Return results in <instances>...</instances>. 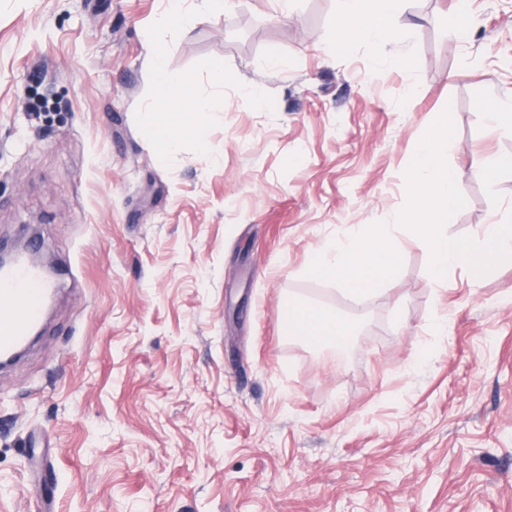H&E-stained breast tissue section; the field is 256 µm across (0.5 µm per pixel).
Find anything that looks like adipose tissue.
Wrapping results in <instances>:
<instances>
[{
  "label": "adipose tissue",
  "instance_id": "obj_1",
  "mask_svg": "<svg viewBox=\"0 0 512 512\" xmlns=\"http://www.w3.org/2000/svg\"><path fill=\"white\" fill-rule=\"evenodd\" d=\"M410 2L341 0L344 39L367 44L394 39L393 20ZM150 60L157 107L148 113L144 132L164 157L177 148L185 119L202 120L208 106L205 101L175 94L161 53H152ZM451 123L449 113H438L416 145L408 169L411 206L404 215L405 228L411 238L426 247L433 283L446 282L449 270L460 269L477 286L494 268L512 262V217L483 225L473 241L449 236L447 226L463 204L458 190L461 173L448 164ZM398 261L399 246L387 226L362 224L316 250L307 272L315 279L335 283L340 291L355 298L379 293ZM286 308L289 337L309 348L340 349L354 334L351 323L326 308L293 301L287 302Z\"/></svg>",
  "mask_w": 512,
  "mask_h": 512
}]
</instances>
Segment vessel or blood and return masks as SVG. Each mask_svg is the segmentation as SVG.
<instances>
[{"label":"vessel or blood","instance_id":"vessel-or-blood-1","mask_svg":"<svg viewBox=\"0 0 512 512\" xmlns=\"http://www.w3.org/2000/svg\"><path fill=\"white\" fill-rule=\"evenodd\" d=\"M52 292V283L33 266L18 263L0 272V355L26 345Z\"/></svg>","mask_w":512,"mask_h":512}]
</instances>
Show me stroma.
I'll use <instances>...</instances> for the list:
<instances>
[{"instance_id":"35a3bbf8","label":"stroma","mask_w":512,"mask_h":512,"mask_svg":"<svg viewBox=\"0 0 512 512\" xmlns=\"http://www.w3.org/2000/svg\"><path fill=\"white\" fill-rule=\"evenodd\" d=\"M168 0H0V240H40L57 286L0 369V512H512V263L431 285L401 225L428 119L474 238L512 211L471 163L512 155V0H413L398 39L341 37L339 0H230L178 30ZM206 101L159 159L150 51ZM234 75L239 89L211 81ZM360 224L400 261L354 303L306 273ZM357 332L289 340L284 301Z\"/></svg>"}]
</instances>
